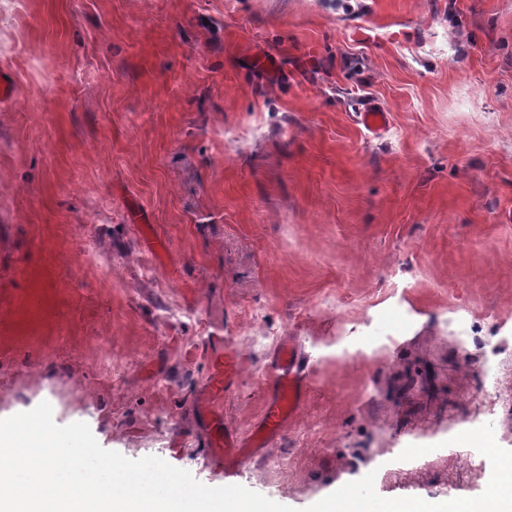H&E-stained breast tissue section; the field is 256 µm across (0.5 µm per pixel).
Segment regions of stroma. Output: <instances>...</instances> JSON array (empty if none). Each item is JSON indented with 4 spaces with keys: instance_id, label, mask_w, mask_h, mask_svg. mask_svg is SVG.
<instances>
[{
    "instance_id": "35a3bbf8",
    "label": "stroma",
    "mask_w": 512,
    "mask_h": 512,
    "mask_svg": "<svg viewBox=\"0 0 512 512\" xmlns=\"http://www.w3.org/2000/svg\"><path fill=\"white\" fill-rule=\"evenodd\" d=\"M1 73L0 419L46 401L220 487L211 352L243 357L218 408L248 439L291 338L301 405L238 484L484 491L437 445L512 450V0H0Z\"/></svg>"
}]
</instances>
